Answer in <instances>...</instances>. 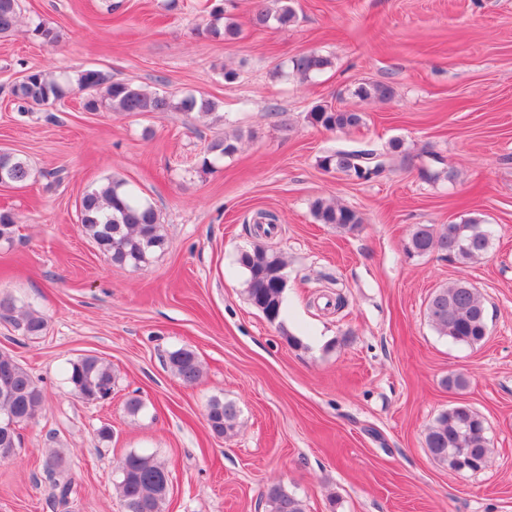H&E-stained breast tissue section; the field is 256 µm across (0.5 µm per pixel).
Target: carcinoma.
I'll use <instances>...</instances> for the list:
<instances>
[{"label": "carcinoma", "instance_id": "1", "mask_svg": "<svg viewBox=\"0 0 512 512\" xmlns=\"http://www.w3.org/2000/svg\"><path fill=\"white\" fill-rule=\"evenodd\" d=\"M276 11L257 8L251 18L255 27H268L270 22L287 26L296 21V13L288 0H278ZM19 0H0V35L12 33L19 22ZM205 31L212 38L232 39L241 28L224 13L221 4L210 5L209 21ZM32 36L43 44L58 42L57 32L43 22L30 29ZM330 65L322 55L306 53L297 56L292 69L303 78H311ZM82 94L85 106L96 108L104 100L114 112L128 116L160 114L177 110L207 115L216 104L205 97L188 95L175 102L172 98L128 82H114L105 72L83 69L73 76H52L41 70L28 72L25 80L16 83L11 95L22 108L45 107ZM393 90L381 83L363 84L356 90L362 99H388ZM309 122L328 131L352 129L363 123L360 112L341 110L327 104H318L308 112ZM237 152L236 140L224 138L214 141L200 166L206 171L213 167L212 158ZM380 154L372 149L335 151L322 156L319 166L326 172H343L359 180H369L384 172ZM32 175L27 160L17 154L0 150V184L22 186ZM312 213L319 224H330L345 232H354L362 224L359 213L351 208L317 200ZM79 222L83 233L112 263L139 267L149 256L162 249L165 238L155 207L123 180H109L85 192L79 208ZM276 216L269 212L257 214L254 234L267 236L274 228ZM17 217L10 211H0V240L11 239ZM492 245L491 231L477 219L447 225L439 234L427 224H418L410 232L405 244L408 255L424 256L433 251L443 258L463 265L474 263L488 254ZM239 264L246 271V292L250 303L271 323L281 321L283 298L287 288L284 273L286 263L280 253L256 245L241 252ZM426 315L440 335L452 342L476 347L486 338L488 325L481 294L464 280L435 289L427 302ZM0 318L8 321L23 336H39L46 327L45 319L25 305L11 299L0 300ZM166 365L186 385L196 384L202 377V366L190 348L170 352ZM71 391L79 398L93 402L112 393L114 374L112 366L96 355H84L70 364L66 377ZM46 394L29 372L9 352L0 350V419L16 425L28 422L44 409ZM239 410L235 403L213 399L209 402L206 421L215 437L232 432ZM425 444L432 457L454 471H478L484 468L491 449L480 415L465 403H457L441 412L427 429ZM20 448L17 430H0V460L16 456ZM51 483L48 503L51 508L65 510L78 494V484L65 472L61 455L51 456L45 463ZM116 488L123 512H164L169 494L170 470L154 456L131 450L117 463ZM266 512H306L302 498L281 484L270 485L265 494Z\"/></svg>", "mask_w": 512, "mask_h": 512}]
</instances>
